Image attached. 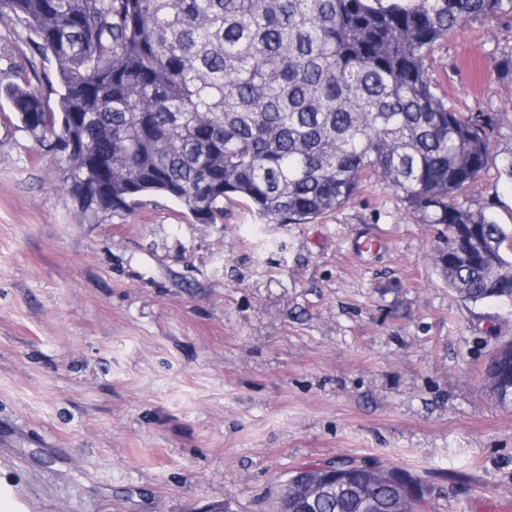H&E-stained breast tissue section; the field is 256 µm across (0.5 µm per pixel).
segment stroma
I'll use <instances>...</instances> for the list:
<instances>
[{
  "instance_id": "1",
  "label": "stroma",
  "mask_w": 512,
  "mask_h": 512,
  "mask_svg": "<svg viewBox=\"0 0 512 512\" xmlns=\"http://www.w3.org/2000/svg\"><path fill=\"white\" fill-rule=\"evenodd\" d=\"M512 14L437 43L448 107L491 116L463 208L512 225ZM0 85L56 108L57 64L0 40ZM68 164L0 95V512H273L290 472L394 467L424 512L512 498V403L485 369L512 306L471 303L436 268L435 227L363 184L308 224L234 200L199 224L176 201L81 209ZM383 247L357 255L363 236Z\"/></svg>"
}]
</instances>
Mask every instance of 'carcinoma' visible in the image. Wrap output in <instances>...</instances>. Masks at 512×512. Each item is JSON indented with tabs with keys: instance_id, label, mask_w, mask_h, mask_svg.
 <instances>
[{
	"instance_id": "obj_1",
	"label": "carcinoma",
	"mask_w": 512,
	"mask_h": 512,
	"mask_svg": "<svg viewBox=\"0 0 512 512\" xmlns=\"http://www.w3.org/2000/svg\"><path fill=\"white\" fill-rule=\"evenodd\" d=\"M512 0H0L9 33L50 52L57 111L8 90L20 128L69 154L84 211L130 210L153 194L200 224L241 203L262 224H309L347 204L363 179L445 227L434 263L459 298L512 303V226L457 198L488 165L492 118L466 116L432 87L435 45ZM478 225L481 248L448 249ZM491 393L512 396V353L491 359ZM336 484L289 512H367L369 471L332 462ZM372 512L414 496L378 465Z\"/></svg>"
}]
</instances>
